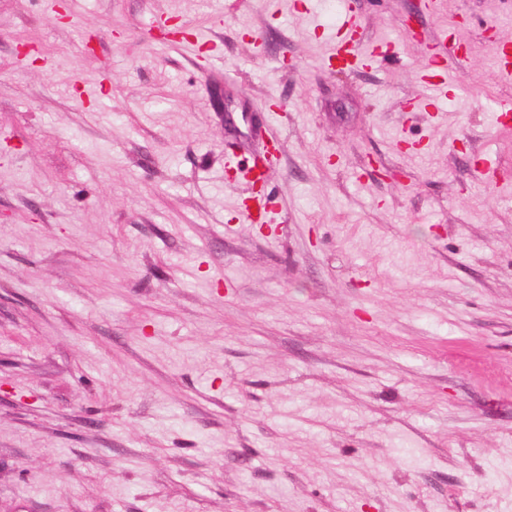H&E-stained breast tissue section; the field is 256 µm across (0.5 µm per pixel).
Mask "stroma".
Returning <instances> with one entry per match:
<instances>
[{
  "mask_svg": "<svg viewBox=\"0 0 512 512\" xmlns=\"http://www.w3.org/2000/svg\"><path fill=\"white\" fill-rule=\"evenodd\" d=\"M344 14L395 59L329 69ZM497 41L512 0H0V512H512Z\"/></svg>",
  "mask_w": 512,
  "mask_h": 512,
  "instance_id": "stroma-1",
  "label": "stroma"
}]
</instances>
